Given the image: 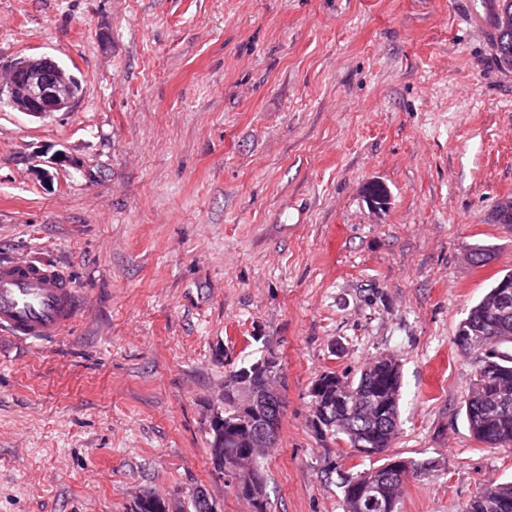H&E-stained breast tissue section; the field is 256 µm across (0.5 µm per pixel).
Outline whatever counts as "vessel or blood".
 I'll use <instances>...</instances> for the list:
<instances>
[{"instance_id":"1","label":"vessel or blood","mask_w":512,"mask_h":512,"mask_svg":"<svg viewBox=\"0 0 512 512\" xmlns=\"http://www.w3.org/2000/svg\"><path fill=\"white\" fill-rule=\"evenodd\" d=\"M82 304L69 278L31 261L0 264V332L32 343L62 335Z\"/></svg>"}]
</instances>
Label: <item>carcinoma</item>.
<instances>
[{
    "instance_id": "obj_1",
    "label": "carcinoma",
    "mask_w": 512,
    "mask_h": 512,
    "mask_svg": "<svg viewBox=\"0 0 512 512\" xmlns=\"http://www.w3.org/2000/svg\"><path fill=\"white\" fill-rule=\"evenodd\" d=\"M493 50L501 68L512 59V31L495 33ZM496 288L492 287L469 310L458 327L456 345L464 355L470 354L468 336L482 327L492 328L499 323L495 309ZM498 371L494 377H484L475 372L468 392L463 397V407L474 437L489 448L512 446V321L508 323L506 336L493 348ZM401 367H393L392 359H377L366 363L359 374L350 378L334 371L324 372L315 385L334 393V386L343 384L358 395L359 399L339 423L329 432L354 447L360 443L365 448H376L385 462L363 470L344 481L343 497L346 512H383L371 503V478L390 480L395 476L394 467L411 465L413 471L430 466L428 462L407 461L386 456L400 431L399 401L401 392ZM244 443L239 438L224 433V460L241 455ZM464 512H512V482H488L480 484L466 504Z\"/></svg>"
}]
</instances>
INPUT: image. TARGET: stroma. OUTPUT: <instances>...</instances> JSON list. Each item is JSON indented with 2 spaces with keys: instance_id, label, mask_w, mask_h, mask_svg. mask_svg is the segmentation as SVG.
Here are the masks:
<instances>
[{
  "instance_id": "stroma-1",
  "label": "stroma",
  "mask_w": 512,
  "mask_h": 512,
  "mask_svg": "<svg viewBox=\"0 0 512 512\" xmlns=\"http://www.w3.org/2000/svg\"><path fill=\"white\" fill-rule=\"evenodd\" d=\"M494 0H0V61L48 55L71 111L0 106V261L64 273L70 333L0 336V512H251L210 461L232 368L274 349L286 409L267 512H345L372 467L311 426V387L387 353L400 512L512 481L469 429L460 322L512 269V71ZM390 191L373 211L362 193ZM492 246L485 265L467 258Z\"/></svg>"
}]
</instances>
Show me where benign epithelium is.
Listing matches in <instances>:
<instances>
[{"instance_id":"1","label":"benign epithelium","mask_w":512,"mask_h":512,"mask_svg":"<svg viewBox=\"0 0 512 512\" xmlns=\"http://www.w3.org/2000/svg\"><path fill=\"white\" fill-rule=\"evenodd\" d=\"M493 26L498 31L512 29V7L501 5L495 14ZM7 79L0 80V104L7 103L12 108L31 116L42 117L55 112L71 110L81 96L82 87L78 78L63 65L49 56H25L17 58L4 67ZM499 317L507 322L512 316V279H504L499 284ZM263 385L256 389L253 377L247 373L226 378L224 394L232 395L240 403V421L235 427L249 448H268L277 442L281 413L269 419L260 415L265 407H281L284 395L279 382V358L273 351L269 352L261 366ZM329 402L314 405L311 424L319 431L324 424L336 421L330 415ZM211 435L210 457L218 471L231 476L236 483L239 494L256 501L261 498L263 490L249 482V473L253 462L233 461L224 463V417L215 413L209 423Z\"/></svg>"}]
</instances>
